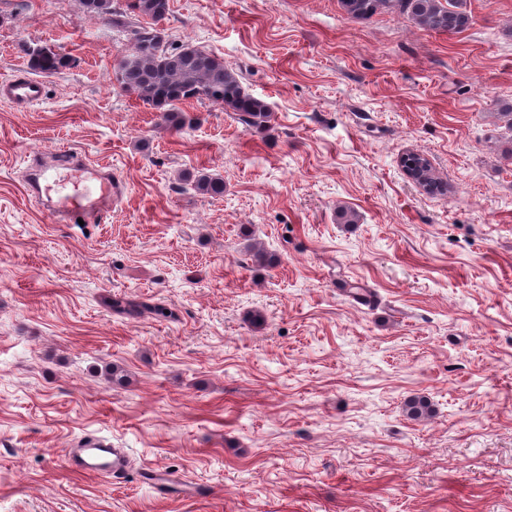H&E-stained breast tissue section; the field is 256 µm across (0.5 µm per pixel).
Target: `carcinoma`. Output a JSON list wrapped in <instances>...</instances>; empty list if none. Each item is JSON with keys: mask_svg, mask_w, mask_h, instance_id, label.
<instances>
[{"mask_svg": "<svg viewBox=\"0 0 512 512\" xmlns=\"http://www.w3.org/2000/svg\"><path fill=\"white\" fill-rule=\"evenodd\" d=\"M83 12L96 16L125 34L131 53L122 56L114 68L121 90L135 96L157 112L156 126L180 133L197 124L198 118L180 108L190 100L233 112L239 121L257 131L269 130L271 112L268 103L248 93L235 74L224 65V59L192 43L172 47L160 37L158 22L167 18L170 0H127L126 9L116 7V0H79ZM344 12L355 19H367L382 11L397 10L407 14L420 28L443 33L459 32L472 23L461 0H340ZM148 20L137 24L130 17ZM32 69L52 74L71 66L66 54L29 51ZM184 180L211 198L224 195V179L201 169L188 172ZM112 313L130 319L145 314L158 318L171 317L167 308L149 301L114 297ZM406 412L413 420L432 413L431 404L422 397L407 401Z\"/></svg>", "mask_w": 512, "mask_h": 512, "instance_id": "1", "label": "carcinoma"}]
</instances>
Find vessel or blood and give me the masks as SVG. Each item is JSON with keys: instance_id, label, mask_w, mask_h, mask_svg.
I'll list each match as a JSON object with an SVG mask.
<instances>
[{"instance_id": "1", "label": "vessel or blood", "mask_w": 512, "mask_h": 512, "mask_svg": "<svg viewBox=\"0 0 512 512\" xmlns=\"http://www.w3.org/2000/svg\"><path fill=\"white\" fill-rule=\"evenodd\" d=\"M41 81L18 76L0 83V97L26 109L43 100ZM28 189L45 199L53 223L87 224L100 222L112 209L116 188L106 166L92 163L63 151L31 167ZM67 460L78 472L110 481L123 480L131 471L125 449L115 448L89 437L69 449Z\"/></svg>"}]
</instances>
